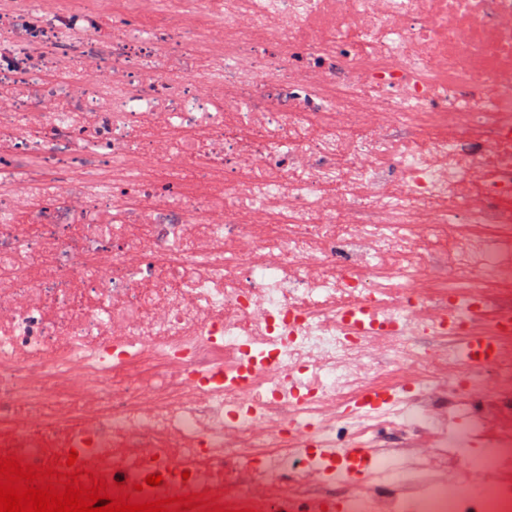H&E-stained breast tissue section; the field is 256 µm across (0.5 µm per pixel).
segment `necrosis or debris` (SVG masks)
Wrapping results in <instances>:
<instances>
[{
  "instance_id": "necrosis-or-debris-1",
  "label": "necrosis or debris",
  "mask_w": 512,
  "mask_h": 512,
  "mask_svg": "<svg viewBox=\"0 0 512 512\" xmlns=\"http://www.w3.org/2000/svg\"><path fill=\"white\" fill-rule=\"evenodd\" d=\"M510 322L512 0L0 9V453L512 512ZM367 462V455L362 448H346V450H336V465L349 469L353 476L361 471Z\"/></svg>"
}]
</instances>
